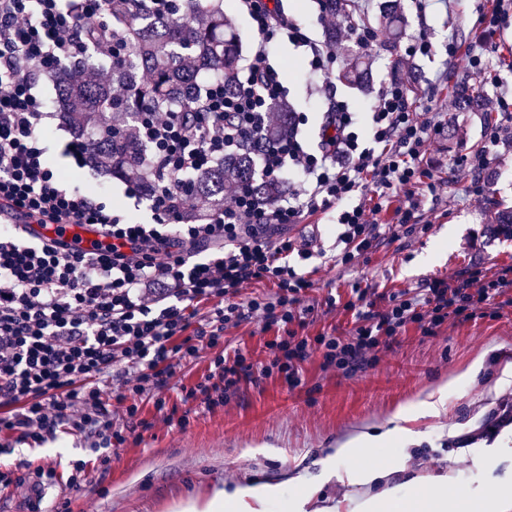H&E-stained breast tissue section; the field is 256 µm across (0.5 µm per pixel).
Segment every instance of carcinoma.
I'll return each instance as SVG.
<instances>
[{"label":"carcinoma","mask_w":512,"mask_h":512,"mask_svg":"<svg viewBox=\"0 0 512 512\" xmlns=\"http://www.w3.org/2000/svg\"><path fill=\"white\" fill-rule=\"evenodd\" d=\"M117 18L127 42L123 59L112 66V81L124 87L121 98L112 99L95 71L85 72L77 83L57 76L55 107L76 135L105 110L112 112V121L131 124L149 105L180 109L182 90L207 80L222 78L224 89H231L237 72L238 38L211 0H186L183 12L162 21L144 13ZM367 75V70L353 65L342 79L366 90ZM85 154L89 163L110 169L116 177H138L142 149L131 139L102 129L95 141L86 144ZM235 181L251 183L268 197L276 194L255 180L252 153L245 150L223 166L200 174L194 184L195 196L209 207H222L224 184ZM492 221L502 235L512 238V208L498 212Z\"/></svg>","instance_id":"obj_1"}]
</instances>
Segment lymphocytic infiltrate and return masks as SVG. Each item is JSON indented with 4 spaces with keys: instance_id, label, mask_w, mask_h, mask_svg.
Masks as SVG:
<instances>
[{
    "instance_id": "1",
    "label": "lymphocytic infiltrate",
    "mask_w": 512,
    "mask_h": 512,
    "mask_svg": "<svg viewBox=\"0 0 512 512\" xmlns=\"http://www.w3.org/2000/svg\"><path fill=\"white\" fill-rule=\"evenodd\" d=\"M177 0H0V208L22 209L39 224H96L108 245L96 251L32 238L17 224L0 226V447H42L57 434L85 438L92 459L76 458L58 476L68 494L56 512H71L70 491L92 472L112 467V451L141 442L156 422L179 428L188 414L170 407L167 392L178 375L206 358L204 373L180 385L183 403L215 411L243 385L276 377L295 389L305 365L320 356L324 371L349 377L374 367L408 325L422 336L448 323L500 317L512 308V266L491 273L474 266L452 279L433 277L390 295L357 288L345 308L347 335H309L304 298L311 279L297 272L291 255L312 256L310 241L291 229L306 218L335 213L334 265L353 267L385 237L427 232L420 189L438 196L441 179L421 163L440 126L417 112L405 85L391 79L360 121L335 91L325 93L316 146L302 131L306 113L291 112L288 131L273 137V107L286 101L285 77L272 62L276 45L300 51L311 78L327 76L336 51L309 34L283 0H238L251 28L244 66L232 93L208 84L180 111L146 108L122 134L144 150L145 172L128 184L129 197L145 198L150 223L112 211L80 187L66 183L47 159L40 135L47 117L36 79L64 62L102 59L99 76L111 82L112 62L124 38L114 28V8L172 16ZM99 20L87 33V19ZM499 120L484 144L456 160L468 173V190L484 201L481 173L512 141V94L488 100ZM255 147V174L279 187L272 198L251 185L231 183L223 207L191 209L192 179L233 157L241 144ZM394 209L396 231L385 233L376 217ZM265 283L271 295L243 298ZM276 329L267 362L228 349L225 333L251 320ZM113 378L104 392L105 378ZM153 415H145L144 404ZM512 426V398H502L474 431L451 440L466 448L493 441Z\"/></svg>"
}]
</instances>
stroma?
<instances>
[{
	"instance_id": "stroma-1",
	"label": "stroma",
	"mask_w": 512,
	"mask_h": 512,
	"mask_svg": "<svg viewBox=\"0 0 512 512\" xmlns=\"http://www.w3.org/2000/svg\"><path fill=\"white\" fill-rule=\"evenodd\" d=\"M398 2L404 16L400 43L427 30L433 56L405 59L393 48H356L338 54L327 80L338 98L365 108L375 103L379 86L392 72L411 73V101L441 115L442 128L423 165L442 179L443 189L438 199L424 201L427 233L383 241L349 270L324 263L320 256L333 249L331 232L317 240L311 227L294 228V235L314 239L317 249L302 266L313 283L308 304L322 302L331 293L341 301L332 313L315 312L308 327L312 334L342 336L349 331L351 317L342 304L351 299L353 288L391 294L426 278L455 277L476 264L491 270L512 265V241L494 235L490 224L497 209L512 206V144L500 148L490 168L485 203L471 200L467 181L454 179L452 172L455 159L480 147L487 127L498 120L485 101L491 91L485 76L466 65L468 52L477 44L478 19L492 0H435L423 17L411 0ZM452 45L457 48L453 56L448 53ZM355 57L368 64V91L336 79ZM276 60L288 74L287 102L292 110L307 114L303 132L316 141L326 100L304 80L296 51L279 48ZM467 86L481 96L475 105H465L458 95ZM45 128L58 152L55 162L68 178L89 193L104 191L114 208L147 217L146 208H135L126 196L122 180L89 166L76 167L61 156L74 134L60 114L46 120ZM439 242L444 248L435 260L421 263L420 255ZM510 362V314L458 323L435 337L409 330L373 368L351 377L322 371L319 358H312L306 365L305 387L291 390L275 378L250 384L224 408L198 411L187 429L160 421L142 442L113 449L111 470L72 492V512H183L189 503L201 504L215 493L249 483L275 488L263 504L255 505V512H359L363 500L389 489L400 498L416 497L424 481L439 476L448 479L447 512H457L461 500L476 503L496 486L512 483V429H504L491 443L448 448L450 440L476 429L488 410L512 393V374L504 372ZM438 391L444 394L438 414L398 420L401 410ZM359 432L389 436L375 452L388 474L366 486L347 480L348 472L363 465V457L338 463L329 459L334 448ZM493 446L500 450L495 458L488 455ZM85 453L83 441L62 435L40 448L0 447V465L24 462L32 468H61Z\"/></svg>"
}]
</instances>
